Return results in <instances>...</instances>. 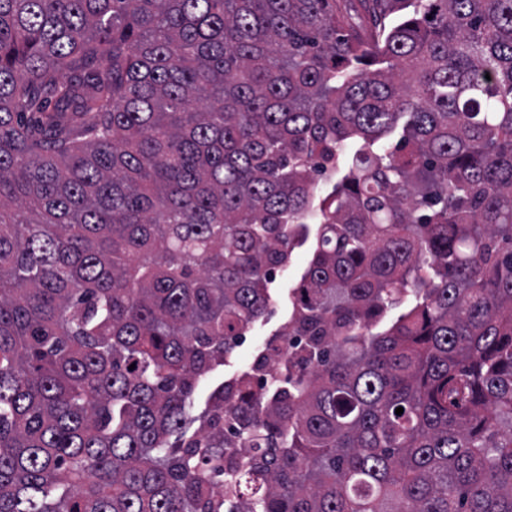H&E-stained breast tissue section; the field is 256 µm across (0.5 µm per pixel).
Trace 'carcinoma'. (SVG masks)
Segmentation results:
<instances>
[{
    "mask_svg": "<svg viewBox=\"0 0 512 512\" xmlns=\"http://www.w3.org/2000/svg\"><path fill=\"white\" fill-rule=\"evenodd\" d=\"M232 501L512 512V0H0V512ZM311 241L312 236L303 246L295 249L288 269L284 270L281 276H278L270 285V288H275L273 301L265 315L253 324L252 337L248 342L246 341L249 339L250 327L242 333L239 339L240 346L236 349L234 357L224 365V380L228 379L241 365L249 364L264 341L270 338L288 318V288L294 286L301 278Z\"/></svg>",
    "mask_w": 512,
    "mask_h": 512,
    "instance_id": "cac0c4a2",
    "label": "carcinoma"
}]
</instances>
